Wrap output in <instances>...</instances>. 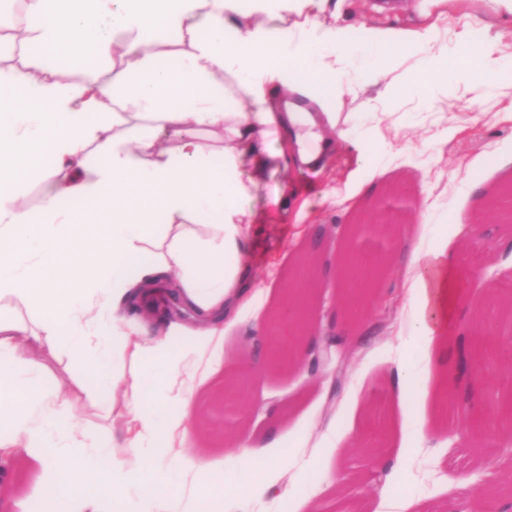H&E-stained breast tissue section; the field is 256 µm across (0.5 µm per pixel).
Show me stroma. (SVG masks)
Returning a JSON list of instances; mask_svg holds the SVG:
<instances>
[{"label": "stroma", "instance_id": "stroma-1", "mask_svg": "<svg viewBox=\"0 0 512 512\" xmlns=\"http://www.w3.org/2000/svg\"><path fill=\"white\" fill-rule=\"evenodd\" d=\"M373 3L352 0L336 19L348 30L347 50L355 61L349 73L355 95L346 103L355 113L350 138L317 170L269 173L253 186L260 222L248 236L246 260L264 292L236 327L225 330L222 356L202 386L212 392L226 376L228 359L245 364L241 397L248 426L261 439L278 434V447L266 454L275 458L288 449V465L275 476V493L249 496L244 478L237 494L220 502L201 500L199 512H293L297 502L322 498L331 488L338 497L354 500L356 512H368V502L376 500L381 512H458L464 503L456 488L459 478H467L473 491L512 479V436L498 437L488 448L461 421L443 434L419 430L426 367L447 374V358L459 336L471 333L473 316L492 306L501 283L512 281V242L504 238L502 225L483 224L480 199L469 190L473 182L487 189L512 185V116L501 104L487 101L481 88L463 87L451 73L444 98L426 89L413 97L379 95L372 68L363 62L369 54L362 42L365 29L387 24L416 29L424 21L413 8L385 15ZM465 29L481 32L501 55L512 57V26L493 20L485 0H455L448 7L441 36L451 38ZM395 189L414 203L408 223L421 226L410 237L408 251L425 253L448 238L465 282L466 295L440 353L429 357L426 342L410 336L419 297L406 287L404 270L394 261L374 288L364 324L344 337L351 356L339 390L325 386L322 373L312 372L307 361L290 370L270 368L262 355L260 324L297 254L309 250L321 258L313 320L327 324L342 259L335 241L339 225ZM275 194L294 198V208H270ZM459 210L474 220L468 231L451 221ZM492 343L480 354L481 374L497 384L512 380V361L500 354L512 347V317H501ZM401 361L409 365L403 388L389 379ZM370 424L385 429L387 439L369 458L361 448ZM225 436L220 416L202 419L178 439L174 454L202 450L209 461L222 462ZM315 455L324 459V468H308ZM7 468L10 479L0 485V500L21 512L24 502L42 491V470L27 458L10 461Z\"/></svg>", "mask_w": 512, "mask_h": 512}]
</instances>
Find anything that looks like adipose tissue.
Here are the masks:
<instances>
[{
    "label": "adipose tissue",
    "instance_id": "1",
    "mask_svg": "<svg viewBox=\"0 0 512 512\" xmlns=\"http://www.w3.org/2000/svg\"><path fill=\"white\" fill-rule=\"evenodd\" d=\"M329 0H24V23L0 22V455L43 468L31 512H194L237 477L272 485L277 460L249 428L227 442L230 469L175 465L193 422L198 357L214 350L256 297L247 275L252 187L278 164L318 165L351 131L344 90L347 30ZM387 74L424 46L425 66L399 85L445 84L449 61L477 55L463 81L491 96L512 58L419 30H372ZM106 69L70 81L61 63ZM45 185L31 208L19 183ZM421 310L411 333L440 347L463 293L452 252L406 253ZM171 288L190 319L145 337L128 306L150 313ZM65 353L89 378L48 387L31 350ZM139 460L112 452L116 391ZM103 401V425L76 429L73 400Z\"/></svg>",
    "mask_w": 512,
    "mask_h": 512
}]
</instances>
